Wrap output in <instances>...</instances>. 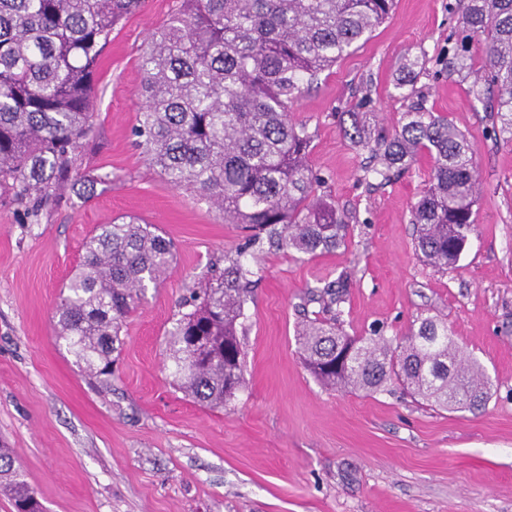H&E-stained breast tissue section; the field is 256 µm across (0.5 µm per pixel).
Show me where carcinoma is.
<instances>
[{"label": "carcinoma", "mask_w": 512, "mask_h": 512, "mask_svg": "<svg viewBox=\"0 0 512 512\" xmlns=\"http://www.w3.org/2000/svg\"><path fill=\"white\" fill-rule=\"evenodd\" d=\"M143 0H0V192L24 224L59 202L93 131L96 66L121 20ZM395 0H181L141 59L144 100L136 136L167 181L214 206L247 232L224 269L193 292L191 310L168 333L175 382L197 402L222 407L244 384L239 338L257 272L247 260L263 245L316 256L345 244L350 225L315 196L322 178L309 163L313 135L291 118L303 83L332 67L388 19ZM483 38L474 93L493 102L512 143V0H463L447 53L463 60ZM343 135L371 154L365 175L389 181L415 156L432 160L412 209L415 246L442 272L454 269L473 230L476 152L448 116L419 97L387 132L373 112H350ZM174 244L147 221L125 216L96 227L68 294L55 311L56 337L86 372L112 374L120 326L138 295L170 269ZM350 287L342 272L315 300L337 304ZM305 363L324 386L384 391L399 382L445 410L486 406L493 384L463 360L448 325L425 318L403 338L381 330L350 336L336 318L297 331ZM0 493L15 512H45L7 448Z\"/></svg>", "instance_id": "obj_1"}]
</instances>
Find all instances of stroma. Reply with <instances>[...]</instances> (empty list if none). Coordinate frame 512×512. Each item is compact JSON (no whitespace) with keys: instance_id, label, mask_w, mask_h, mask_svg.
Returning <instances> with one entry per match:
<instances>
[{"instance_id":"1","label":"stroma","mask_w":512,"mask_h":512,"mask_svg":"<svg viewBox=\"0 0 512 512\" xmlns=\"http://www.w3.org/2000/svg\"><path fill=\"white\" fill-rule=\"evenodd\" d=\"M448 3L396 0L392 16L294 102V120L313 136L316 192L335 201L352 238L315 257L257 253L244 388L214 409L174 385L166 339L191 289L243 234L171 185L133 134L140 57L180 0H145L113 29L75 169L97 179L96 196L82 200L64 184L60 205L37 224L0 199V448L11 449L47 512H512V145L471 91L481 42L464 64L446 60L458 22ZM408 59L418 63L417 95L477 152V218L447 273L414 243L427 153L390 182H367L368 152L340 130L343 113L365 108L381 128L399 126ZM124 214L156 224L175 256L123 320L111 376L96 379L58 345L53 315L87 237ZM342 272L351 277L340 317L349 334L380 327L402 337L423 318L447 322L494 384L485 408L447 411L395 383L379 393L323 387L296 332L322 310L310 292Z\"/></svg>"}]
</instances>
